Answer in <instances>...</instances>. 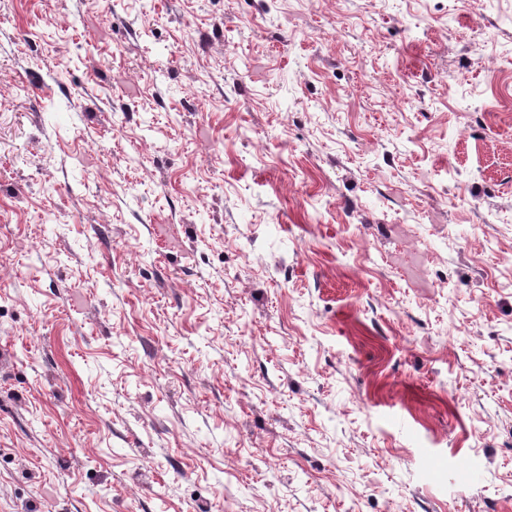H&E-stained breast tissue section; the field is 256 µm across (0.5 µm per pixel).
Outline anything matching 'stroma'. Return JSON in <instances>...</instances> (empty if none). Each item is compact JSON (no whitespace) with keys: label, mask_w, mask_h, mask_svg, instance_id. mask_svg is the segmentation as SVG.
<instances>
[{"label":"stroma","mask_w":512,"mask_h":512,"mask_svg":"<svg viewBox=\"0 0 512 512\" xmlns=\"http://www.w3.org/2000/svg\"><path fill=\"white\" fill-rule=\"evenodd\" d=\"M0 512H512V0H0Z\"/></svg>","instance_id":"1"}]
</instances>
